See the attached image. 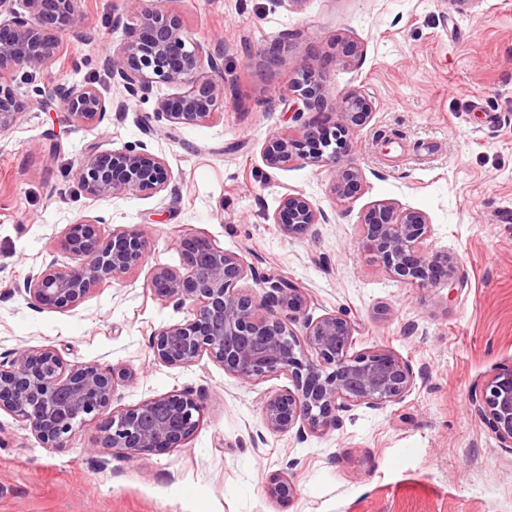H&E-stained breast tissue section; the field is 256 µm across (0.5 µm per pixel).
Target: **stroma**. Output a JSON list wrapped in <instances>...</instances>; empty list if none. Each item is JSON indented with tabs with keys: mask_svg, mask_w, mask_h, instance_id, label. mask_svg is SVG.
Returning a JSON list of instances; mask_svg holds the SVG:
<instances>
[{
	"mask_svg": "<svg viewBox=\"0 0 512 512\" xmlns=\"http://www.w3.org/2000/svg\"><path fill=\"white\" fill-rule=\"evenodd\" d=\"M75 7L81 36L34 77L12 75L30 106L0 133V361L51 346L71 364L126 366L136 378L114 407L190 388L204 416L186 447L127 459L101 447L102 419L46 448L0 411V512H512V448L471 406L475 387L512 362V0H162L195 39L224 46L223 114L174 130L156 115L158 98L175 92L165 84L96 125L56 103L41 108L40 89L58 83L116 94L102 62L123 39L112 17L127 2ZM341 37L363 47L348 65L328 59ZM273 42L275 62L263 54ZM304 64L321 68L330 95L355 90L375 104L350 143L364 180L346 201L331 191L330 168L273 170L262 158L273 134L298 127L281 95ZM94 148L146 149L163 159L170 190L89 199L75 169ZM292 191L329 223L283 236L270 216ZM380 200L426 213L428 243L456 257L461 288L405 285L360 249L363 216ZM82 216L105 237L144 231V267L76 308H33L15 284L63 258L57 236ZM192 235L301 283L311 315L346 312L359 327L353 352L394 350L415 387L300 443L261 423L263 395L285 377L251 386L206 358L175 369L154 361L153 331L191 311L151 296L149 268L181 266L178 242ZM278 470L297 488L281 506L264 487Z\"/></svg>",
	"mask_w": 512,
	"mask_h": 512,
	"instance_id": "obj_1",
	"label": "stroma"
}]
</instances>
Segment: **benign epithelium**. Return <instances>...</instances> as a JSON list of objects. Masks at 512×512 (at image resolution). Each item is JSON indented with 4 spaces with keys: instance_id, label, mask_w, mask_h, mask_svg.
Segmentation results:
<instances>
[{
    "instance_id": "1",
    "label": "benign epithelium",
    "mask_w": 512,
    "mask_h": 512,
    "mask_svg": "<svg viewBox=\"0 0 512 512\" xmlns=\"http://www.w3.org/2000/svg\"><path fill=\"white\" fill-rule=\"evenodd\" d=\"M129 0L126 17L113 19L125 30L123 43L105 58L112 80L130 97H146L156 84L184 91L158 100L157 115L169 126L203 124L224 109V87L212 75L224 70L220 49L195 41L180 15ZM79 33L73 0H0V133L16 124L28 107L3 75L23 68L43 69L65 38ZM361 44L341 38L332 59L350 63L361 56ZM60 101L78 123L103 120L108 106L90 86L57 85L41 91ZM294 118L312 112V120L295 133H277L265 145L264 161L282 170L297 161L328 166L332 190L345 201L361 191L363 174L347 152L354 127L374 112L360 92L329 98L317 68L303 65L284 93ZM76 178L86 195L153 196L168 189L165 164L158 156L134 150L92 153L77 163ZM273 223L289 238L329 223L328 215L302 193L285 194ZM428 216L391 202L379 201L365 214L358 244L397 281L418 288L460 285L453 257L430 253ZM60 247L74 263L53 260L28 275L17 288L43 310L74 308L95 290L122 284L147 253V238L138 230L117 229L104 238L95 221L79 218L66 225ZM183 265L154 266L147 287L160 301L189 306L192 318L155 330L150 339L154 360L170 368L192 366L208 357L236 381L257 385L286 376L291 386L271 391L261 401L265 429L279 437L304 441L340 429L343 415L364 406L378 409L404 397L416 384L411 365L398 353L378 348L352 353L356 323L344 312L313 317L304 289L283 276L261 275L234 252L191 236L179 242ZM251 276L258 289L246 292L238 283ZM300 321L297 335L289 321ZM134 379L125 368L68 364L51 347L24 349L0 362V411L30 429L48 448L63 445L74 428L107 410L101 445L116 454L139 458L158 449L187 445L203 415L197 392L183 389L116 409L119 385ZM471 404L487 429L505 448L512 447V364L496 368L474 390ZM265 490L277 504L291 501L296 485L284 471L266 476Z\"/></svg>"
}]
</instances>
